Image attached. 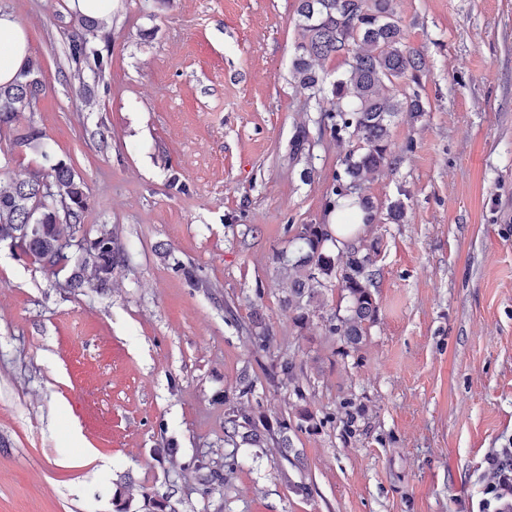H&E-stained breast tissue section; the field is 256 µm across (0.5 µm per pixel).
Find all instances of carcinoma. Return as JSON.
Segmentation results:
<instances>
[{
	"mask_svg": "<svg viewBox=\"0 0 512 512\" xmlns=\"http://www.w3.org/2000/svg\"><path fill=\"white\" fill-rule=\"evenodd\" d=\"M297 26L299 41L292 60V76L302 90L322 92L324 78L313 69L312 62L331 56L343 58L345 70L331 84L332 106L322 114L324 128L334 136L357 139L360 149L345 156L343 174L336 177L331 194L341 199L357 190L366 175L380 171L390 162V128L402 113L416 119L425 112L417 90L400 95L393 92L396 83L407 80L419 83L427 68L424 54L405 45L403 29L396 11V0H298ZM96 21L77 17V28L68 44V58L75 66L74 75L84 68L102 74L110 65L109 57L93 48L83 29ZM40 65L30 60L12 83L0 85V130L13 133L12 145L40 154L45 164L22 180L0 181V241H9L19 256L57 274L53 260L63 262L68 272L64 287L73 290L104 288L113 273L124 263L123 251L112 231L102 227L95 233L81 231V218L89 205V193L83 178L72 165L51 158L45 135L29 126L20 131L15 123L20 112L29 107L42 88ZM70 233H83L92 242L86 252L61 253L60 225ZM295 256L288 260L292 288L288 291V308L294 320L304 326L314 317L323 290L332 281L348 299L346 314L336 316L328 331L339 337L347 349L356 350L365 340L366 324L373 321L377 302L372 291L374 247L365 250L345 243L333 254L327 247L332 237L324 224H305L295 237ZM272 380L294 385L297 382L295 361L283 356L269 371ZM285 418L270 419L265 411L246 413L235 405L228 406L224 443L232 450L224 454V467L237 464L235 438L259 445L270 439L288 457L291 448ZM197 471H206L207 482H224L221 469L201 456L193 461ZM144 512H175L164 497L143 494Z\"/></svg>",
	"mask_w": 512,
	"mask_h": 512,
	"instance_id": "obj_1",
	"label": "carcinoma"
}]
</instances>
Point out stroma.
<instances>
[{"label":"stroma","instance_id":"obj_1","mask_svg":"<svg viewBox=\"0 0 512 512\" xmlns=\"http://www.w3.org/2000/svg\"><path fill=\"white\" fill-rule=\"evenodd\" d=\"M297 5L112 0L87 35L111 66L78 81L69 0H0L42 67L19 125L72 163L86 229L126 257L71 293L0 243V512H115L118 493L139 512L146 492L175 512H484L486 460L512 448V0L398 2L426 111L396 119L400 163L360 185L405 217L358 240L377 249V314L346 354L327 331L338 287L306 326L286 305L283 257L327 223L356 146L322 128L330 92L292 79ZM286 355L304 399L265 374ZM244 372L256 391L237 400ZM232 399L318 425L290 431L289 461L239 448L209 486L189 464L223 465Z\"/></svg>","mask_w":512,"mask_h":512}]
</instances>
